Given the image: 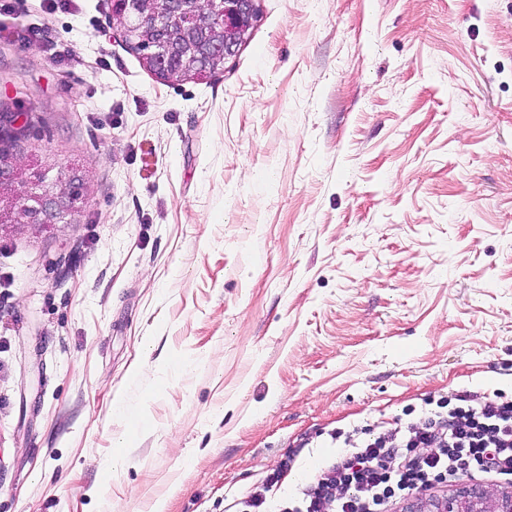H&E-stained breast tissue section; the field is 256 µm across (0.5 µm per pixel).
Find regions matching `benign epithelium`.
Wrapping results in <instances>:
<instances>
[{
	"mask_svg": "<svg viewBox=\"0 0 512 512\" xmlns=\"http://www.w3.org/2000/svg\"><path fill=\"white\" fill-rule=\"evenodd\" d=\"M258 20L256 0H112V39L138 54L157 78L176 83L224 68ZM40 175L0 161V233L43 231L82 213L84 179L71 175L36 191ZM402 512H512V486L462 485L441 498L406 499Z\"/></svg>",
	"mask_w": 512,
	"mask_h": 512,
	"instance_id": "7a95c632",
	"label": "benign epithelium"
}]
</instances>
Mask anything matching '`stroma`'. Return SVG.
I'll return each mask as SVG.
<instances>
[{"label":"stroma","instance_id":"35a3bbf8","mask_svg":"<svg viewBox=\"0 0 512 512\" xmlns=\"http://www.w3.org/2000/svg\"><path fill=\"white\" fill-rule=\"evenodd\" d=\"M257 6L175 84L109 0L0 7L16 152L87 198L0 238V512H227L336 430L512 400V0Z\"/></svg>","mask_w":512,"mask_h":512}]
</instances>
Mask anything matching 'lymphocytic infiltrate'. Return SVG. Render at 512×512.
Segmentation results:
<instances>
[{"label": "lymphocytic infiltrate", "mask_w": 512, "mask_h": 512, "mask_svg": "<svg viewBox=\"0 0 512 512\" xmlns=\"http://www.w3.org/2000/svg\"><path fill=\"white\" fill-rule=\"evenodd\" d=\"M343 443L294 496L278 497L276 475L235 498L233 512H389L463 477L512 480V402L465 396L418 423L353 427Z\"/></svg>", "instance_id": "1"}]
</instances>
